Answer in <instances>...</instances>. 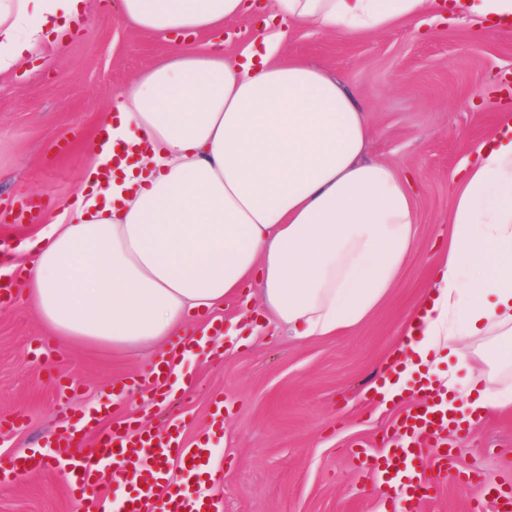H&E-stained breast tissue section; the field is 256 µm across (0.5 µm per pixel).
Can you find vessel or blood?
I'll return each instance as SVG.
<instances>
[{
  "label": "vessel or blood",
  "instance_id": "obj_1",
  "mask_svg": "<svg viewBox=\"0 0 512 512\" xmlns=\"http://www.w3.org/2000/svg\"><path fill=\"white\" fill-rule=\"evenodd\" d=\"M416 404L400 414L397 438L382 453L360 450L355 454L362 469L379 477L380 495L394 499L398 512H426L435 497V486L426 480L429 468L447 469L452 456L448 443L455 421L442 409L439 392L423 386ZM111 403L99 406L61 429L53 441V456L66 468L70 498L80 512H104L113 476L137 488L131 512H219L214 501L175 491L167 484L166 466L179 462L188 472L210 463L211 450L203 437L185 444V422L169 418L165 429L151 433L131 429L129 422L111 424ZM93 436L95 462L76 460L74 450L86 436Z\"/></svg>",
  "mask_w": 512,
  "mask_h": 512
}]
</instances>
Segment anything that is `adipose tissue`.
I'll list each match as a JSON object with an SVG mask.
<instances>
[{"label": "adipose tissue", "instance_id": "1", "mask_svg": "<svg viewBox=\"0 0 512 512\" xmlns=\"http://www.w3.org/2000/svg\"><path fill=\"white\" fill-rule=\"evenodd\" d=\"M434 0H273L237 55L192 35L219 32L247 0H118L134 27L182 42L113 102L94 169L114 167L31 238L0 246L23 298L56 341L155 347L190 319L256 285L262 324L296 339L363 322L416 245L414 184L366 156L371 125L343 82L279 54L298 27L347 35L429 13ZM78 0H0V75L54 54ZM452 177L448 251L421 329L402 340L406 372L470 355L512 368V123ZM497 337L482 351L469 340ZM469 420L512 406V391L444 382Z\"/></svg>", "mask_w": 512, "mask_h": 512}]
</instances>
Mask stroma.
I'll use <instances>...</instances> for the list:
<instances>
[{
  "label": "stroma",
  "instance_id": "obj_1",
  "mask_svg": "<svg viewBox=\"0 0 512 512\" xmlns=\"http://www.w3.org/2000/svg\"><path fill=\"white\" fill-rule=\"evenodd\" d=\"M168 47L123 20L110 0H83L64 53L32 56L0 76V241L26 239L30 227L75 207L116 94ZM281 58L344 76L370 119L369 158L417 185L419 241L387 299L365 322L333 336L297 340L262 330L244 343L214 337L221 353L185 360L190 383L163 404L142 383L150 351L57 347L13 295L0 303V461L36 451L55 429L127 384L116 418L156 429L168 414L184 413L185 443L209 435L222 484L181 472L176 487L210 495L220 512H390L351 451L396 438L405 406L376 399L373 385L448 249L449 178L512 113L505 86L512 30L444 14L355 36L304 27ZM27 204V221L13 222V211ZM449 471L477 473L480 482L464 490L438 480L431 512H467L471 500L481 512H496L483 488H512V408L471 427ZM0 512H74L61 468L50 461L0 482Z\"/></svg>",
  "mask_w": 512,
  "mask_h": 512
}]
</instances>
